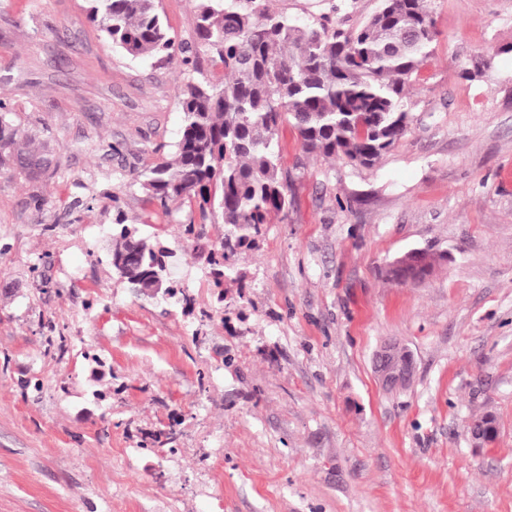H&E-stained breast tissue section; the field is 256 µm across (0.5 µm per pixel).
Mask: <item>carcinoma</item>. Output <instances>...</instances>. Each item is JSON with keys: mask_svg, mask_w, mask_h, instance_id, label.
Listing matches in <instances>:
<instances>
[{"mask_svg": "<svg viewBox=\"0 0 512 512\" xmlns=\"http://www.w3.org/2000/svg\"><path fill=\"white\" fill-rule=\"evenodd\" d=\"M89 2V19L132 57L179 56L194 72L208 57L222 67L215 80L176 87L183 129L173 156L138 176L146 200L168 215L186 201L203 224L221 212L224 241L207 256L217 286L238 275V251L290 205L280 127L291 125L308 153L373 167L409 127L405 89L437 37L428 0H380L355 30L299 26L270 11L269 0H196L192 44L176 42L155 0ZM12 115L0 101V171L35 178L50 168L49 150ZM122 256L130 267L115 273L143 295L159 278L168 297L184 294L171 279L170 252L119 219L111 259Z\"/></svg>", "mask_w": 512, "mask_h": 512, "instance_id": "1", "label": "carcinoma"}]
</instances>
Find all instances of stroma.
I'll return each instance as SVG.
<instances>
[{"label":"stroma","mask_w":512,"mask_h":512,"mask_svg":"<svg viewBox=\"0 0 512 512\" xmlns=\"http://www.w3.org/2000/svg\"><path fill=\"white\" fill-rule=\"evenodd\" d=\"M156 5L193 42L194 0ZM270 5L351 30L380 0ZM431 10L409 132L364 168L283 127L291 203L219 288L195 204L135 182L175 149L186 71L112 47L87 0H0V98L52 158L0 175V512H512V0ZM119 215L174 252L187 300L117 278ZM417 248L431 275L388 280ZM390 339L415 361L398 393L373 370Z\"/></svg>","instance_id":"obj_1"}]
</instances>
